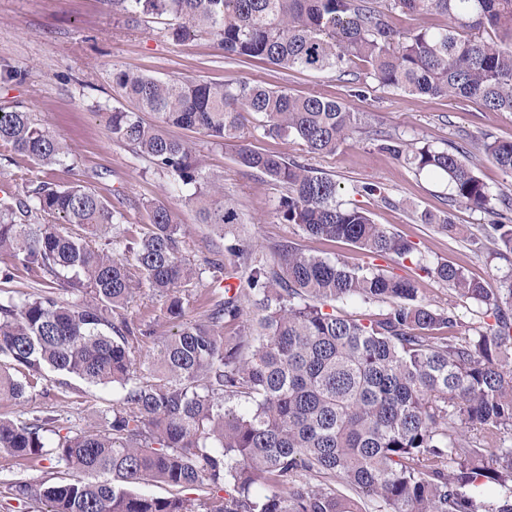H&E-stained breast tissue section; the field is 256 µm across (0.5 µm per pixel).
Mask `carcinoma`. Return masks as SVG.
<instances>
[{
	"label": "carcinoma",
	"instance_id": "1",
	"mask_svg": "<svg viewBox=\"0 0 512 512\" xmlns=\"http://www.w3.org/2000/svg\"><path fill=\"white\" fill-rule=\"evenodd\" d=\"M130 21L178 20V42L212 37L224 54L282 69L346 72L362 83L512 113V0H107ZM441 15L442 26L397 28L398 15ZM492 32L486 39L483 32ZM112 83L133 104L112 112V140L188 190L209 236L224 241L198 267L184 255L186 230L160 204L149 223L122 227L81 182L41 173L67 146L30 113L0 110V147L30 166L13 173L22 195L0 204V253L36 278L32 292L0 288V398L20 400L46 373L111 385L105 426L62 435L51 416L0 419V450L27 462L64 464L67 476L13 496L44 512H512V273L489 288L450 262L338 200L332 179L297 158L251 148L250 138L336 153L358 125L342 102L245 80L163 81L121 68ZM150 112L153 124L141 117ZM246 114L258 117L244 130ZM191 128L229 148L237 164L281 183L276 213L306 236L393 255L475 302L472 336L463 315L420 297L419 281L283 245L257 256L229 227L241 223L224 184L199 151L169 133ZM378 149L419 174L443 175L452 201L499 219L481 225L498 254L512 253V194H494L452 147L394 135ZM479 150L512 176V141ZM239 279L212 292L210 308L185 318L182 289ZM166 298L177 330L140 359L151 326L128 315L142 285ZM381 303L374 318L342 310ZM165 484L168 497L136 494ZM497 488L492 499L483 497ZM194 490L196 496L184 495Z\"/></svg>",
	"mask_w": 512,
	"mask_h": 512
}]
</instances>
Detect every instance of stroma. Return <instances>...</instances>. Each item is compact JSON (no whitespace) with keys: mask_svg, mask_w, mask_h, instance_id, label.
<instances>
[{"mask_svg":"<svg viewBox=\"0 0 512 512\" xmlns=\"http://www.w3.org/2000/svg\"><path fill=\"white\" fill-rule=\"evenodd\" d=\"M14 76L0 78V108L22 110L52 123L67 141L71 158L48 168L49 182L66 185L80 179L110 205L121 209L128 223L148 221V208L166 206L187 229V257L201 263L210 240L194 209L171 179L153 170L127 144L111 139L113 109L129 103L112 84V70L131 69L158 79L188 78L222 83L259 82L293 95L320 93L343 102L360 118V128L336 154L312 156L295 140L260 138L253 146L307 163L339 186V198L367 210L375 223L417 243L434 261H449L473 278L497 287L498 276L512 271V255H498L478 230L487 214L453 203L446 179L416 173L403 161L381 152L367 131L397 134L443 149L455 146L474 153L483 137L512 141V114L487 111L477 99L450 101L384 89L356 82L361 65L349 75L335 71L283 70L258 60L225 57L216 41L203 35L187 42L172 39L164 21L129 24L116 16L106 0H0V69ZM175 136L196 144L205 170L220 176L244 221L235 231L255 253L273 258L278 245L290 244L348 266L376 265L387 274L407 277L415 267L388 255L372 257L345 243H326L305 236L297 226L281 223L274 205L283 185L241 168L224 147L209 144L193 130L175 129ZM382 188L383 197L361 194L364 184ZM448 216L474 230L471 239L449 238L438 225L421 223V213ZM70 389L35 391L20 401L0 399V417L50 413L61 431L103 426L102 413L112 405V390L78 379ZM63 464L54 461L18 463L0 451V512H31L29 501L13 499L9 486L57 481Z\"/></svg>","mask_w":512,"mask_h":512,"instance_id":"1","label":"stroma"}]
</instances>
